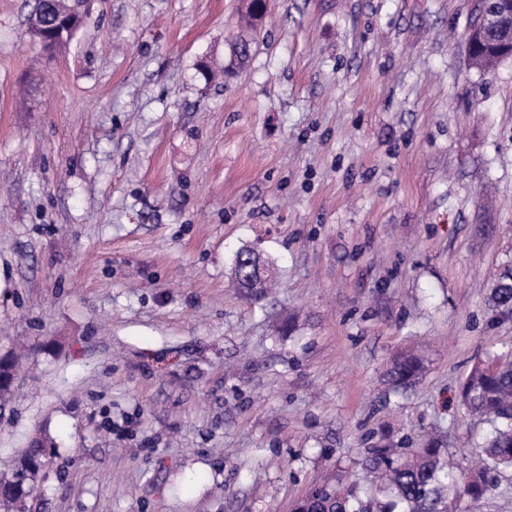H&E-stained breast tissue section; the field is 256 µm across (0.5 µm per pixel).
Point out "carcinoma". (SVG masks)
<instances>
[{
    "label": "carcinoma",
    "mask_w": 512,
    "mask_h": 512,
    "mask_svg": "<svg viewBox=\"0 0 512 512\" xmlns=\"http://www.w3.org/2000/svg\"><path fill=\"white\" fill-rule=\"evenodd\" d=\"M47 23L52 25L47 37L54 49L74 38L71 0H46L43 3ZM277 275L273 263L263 259L253 248L238 250L232 258L231 280L249 299L264 297ZM492 309L503 317L512 316V266L500 270L490 292ZM422 369L414 356L396 359L389 371L392 381L407 385ZM17 381L13 357H0V400L4 401ZM460 401L466 410L490 423L492 437L483 446L481 467L462 471L448 463L441 454L439 440L432 439L410 455H398L386 446L373 448L366 459L371 474L369 496L362 499L359 488L345 490L328 484L311 488L298 499L291 512H453L448 496L459 501L477 499L489 493L492 469H512V355H497L489 362L473 365L460 386ZM49 450L42 439H34L20 455L8 478L0 477V503L21 509L43 473Z\"/></svg>",
    "instance_id": "1"
}]
</instances>
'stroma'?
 <instances>
[{
  "label": "stroma",
  "mask_w": 512,
  "mask_h": 512,
  "mask_svg": "<svg viewBox=\"0 0 512 512\" xmlns=\"http://www.w3.org/2000/svg\"><path fill=\"white\" fill-rule=\"evenodd\" d=\"M267 3L94 0L49 53L0 0V474L53 441L33 512H290L370 448L465 470L490 432L458 390L512 353V59L470 65L475 0ZM259 267L267 270L262 278L256 276ZM276 275L274 264L263 259L254 248H242L232 258L231 280L235 288H239L240 292L249 299L257 300L264 297L274 283ZM492 309L503 317L512 316V266L500 270L490 292ZM17 381L16 364L13 357H0V400L6 401ZM422 369L421 362L414 356L396 359L389 371L392 381L398 385H407L414 381Z\"/></svg>",
  "instance_id": "1"
}]
</instances>
